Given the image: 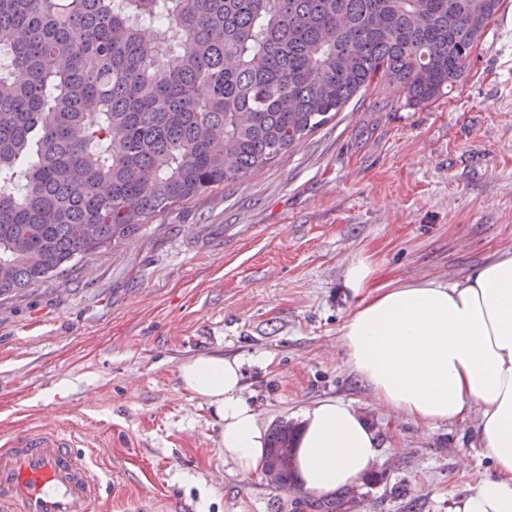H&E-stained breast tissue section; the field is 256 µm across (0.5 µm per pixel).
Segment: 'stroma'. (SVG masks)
Returning a JSON list of instances; mask_svg holds the SVG:
<instances>
[{
    "mask_svg": "<svg viewBox=\"0 0 512 512\" xmlns=\"http://www.w3.org/2000/svg\"><path fill=\"white\" fill-rule=\"evenodd\" d=\"M512 249V0L439 100L376 81L239 181L176 204L62 274L0 296V437L26 425L84 435L111 512H309L220 450L222 426L186 391L201 354L243 364L260 423L323 398L353 404L380 454L342 512H452L493 475L477 421L426 428L373 403L341 328L373 287L457 280ZM372 272L370 262L365 258H360L351 262L347 267L344 284L347 288L358 292L361 288L367 287Z\"/></svg>",
    "mask_w": 512,
    "mask_h": 512,
    "instance_id": "1",
    "label": "stroma"
}]
</instances>
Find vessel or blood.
Masks as SVG:
<instances>
[{
    "label": "vessel or blood",
    "instance_id": "obj_1",
    "mask_svg": "<svg viewBox=\"0 0 512 512\" xmlns=\"http://www.w3.org/2000/svg\"><path fill=\"white\" fill-rule=\"evenodd\" d=\"M0 512H104L99 476L71 431L23 426L0 445Z\"/></svg>",
    "mask_w": 512,
    "mask_h": 512
}]
</instances>
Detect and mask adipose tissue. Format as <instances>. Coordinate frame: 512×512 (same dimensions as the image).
Returning a JSON list of instances; mask_svg holds the SVG:
<instances>
[{
  "mask_svg": "<svg viewBox=\"0 0 512 512\" xmlns=\"http://www.w3.org/2000/svg\"><path fill=\"white\" fill-rule=\"evenodd\" d=\"M350 371L374 401L427 426L478 420V445L495 476L460 498L454 512H512V252L463 279L378 289L341 329ZM242 365L221 355L183 362L185 390L222 422L225 461L256 471L265 430L242 394ZM298 480L326 497L373 467L379 440L351 404L322 399L301 413L294 440Z\"/></svg>",
  "mask_w": 512,
  "mask_h": 512,
  "instance_id": "ef3b65f1",
  "label": "adipose tissue"
}]
</instances>
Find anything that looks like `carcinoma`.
Returning a JSON list of instances; mask_svg holds the SVG:
<instances>
[{
	"mask_svg": "<svg viewBox=\"0 0 512 512\" xmlns=\"http://www.w3.org/2000/svg\"><path fill=\"white\" fill-rule=\"evenodd\" d=\"M502 2L0 0V294L264 167L376 80L440 99ZM294 438L276 425L263 463Z\"/></svg>",
	"mask_w": 512,
	"mask_h": 512,
	"instance_id": "obj_1",
	"label": "carcinoma"
}]
</instances>
